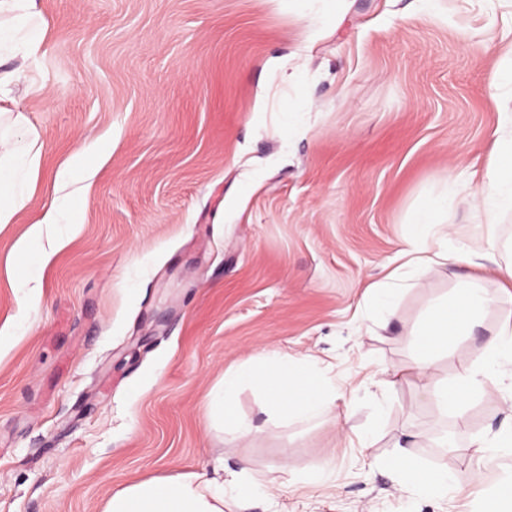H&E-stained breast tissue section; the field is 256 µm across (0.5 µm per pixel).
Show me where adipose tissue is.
Returning <instances> with one entry per match:
<instances>
[{
	"label": "adipose tissue",
	"mask_w": 512,
	"mask_h": 512,
	"mask_svg": "<svg viewBox=\"0 0 512 512\" xmlns=\"http://www.w3.org/2000/svg\"><path fill=\"white\" fill-rule=\"evenodd\" d=\"M38 0H0V119L9 118L21 128L28 120L17 105L14 86L27 82L23 63L38 56L44 40ZM495 155L481 175V189L472 204L486 217L489 228L476 247L452 251L448 248V226L443 217L447 203L417 210L412 218L413 232L405 239L399 255L404 266L420 276L437 277L448 266L465 265L472 272L459 281L451 294L430 300L423 313V328H410L415 351L403 369H382V385L407 384L430 392L437 405L465 418L475 396L501 397L512 406V394L502 395L496 367L499 362L512 363V309L499 310L484 276L476 274L481 260L494 255L498 244L494 231L500 212L512 211V117L493 132ZM44 144L37 133H30L22 153H15L0 138V224L12 223L24 207L25 200L15 193L13 174L16 164L29 172H38ZM498 310L500 322L480 349L481 365L465 367L452 380H434L435 361L447 355L454 338L470 335L480 327L490 310ZM264 368L240 367L224 373V402L221 412L225 429L247 437L256 427L238 419L234 400L238 389L246 384L259 388L277 409L282 419L311 420L331 411L336 397L328 387L314 381L313 360L291 366L288 357L271 353ZM396 474L409 476L424 489L444 493L464 492L468 485L481 481V473L469 472L461 479L442 468L427 470L416 466L411 457L400 452L387 463ZM104 512H224V493L211 481L190 474L158 478L129 485L112 495Z\"/></svg>",
	"instance_id": "ef3b65f1"
}]
</instances>
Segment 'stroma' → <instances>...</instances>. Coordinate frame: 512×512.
I'll return each instance as SVG.
<instances>
[{"label": "stroma", "instance_id": "obj_1", "mask_svg": "<svg viewBox=\"0 0 512 512\" xmlns=\"http://www.w3.org/2000/svg\"><path fill=\"white\" fill-rule=\"evenodd\" d=\"M45 38L14 96L44 143L26 205L0 227V512H103L152 478L226 481L224 512H483L384 464L394 444L423 466L512 474L475 439L512 412L475 397L467 428L417 389L383 387L405 366L427 302L463 267L409 287L375 318L414 211L447 178L449 248L483 215L471 172L512 113V55L490 40L497 0H39ZM288 60V70L278 63ZM62 223L17 252L50 204ZM497 324L456 338L435 378L477 361ZM277 351L317 357L338 423L281 420L244 386L225 432L212 399L226 369ZM375 447L341 445L338 429ZM414 437H405V430ZM448 432L453 453L420 434ZM328 464L323 486L311 461Z\"/></svg>", "mask_w": 512, "mask_h": 512}]
</instances>
